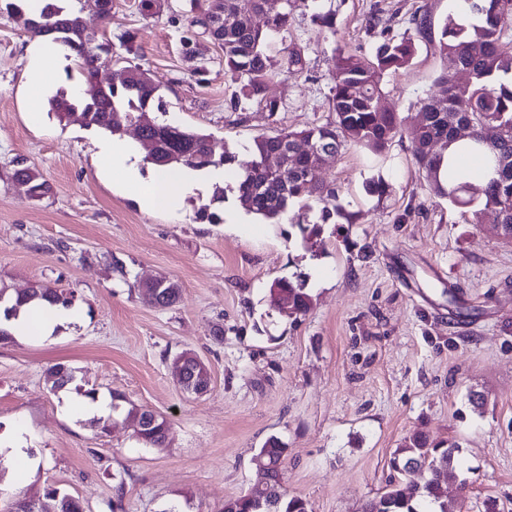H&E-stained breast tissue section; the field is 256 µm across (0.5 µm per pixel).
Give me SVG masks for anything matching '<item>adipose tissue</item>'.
<instances>
[{
    "label": "adipose tissue",
    "instance_id": "1",
    "mask_svg": "<svg viewBox=\"0 0 512 512\" xmlns=\"http://www.w3.org/2000/svg\"><path fill=\"white\" fill-rule=\"evenodd\" d=\"M30 64L26 71L29 91L48 92V78L56 68L65 65V50L49 39L35 40L28 48ZM96 153L108 169L120 172L126 181L141 185L139 204L146 209H164L178 212L186 196L195 194L205 186L223 184L224 170L212 167L202 171L175 170L153 167L149 178H142L140 164L142 153L130 140L111 135L102 136L96 143ZM81 312L76 307H63L40 303L22 307L5 327L15 336H48L58 325L79 320Z\"/></svg>",
    "mask_w": 512,
    "mask_h": 512
}]
</instances>
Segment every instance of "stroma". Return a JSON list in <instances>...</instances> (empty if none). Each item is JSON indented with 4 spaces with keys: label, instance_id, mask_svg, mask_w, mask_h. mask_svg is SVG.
I'll use <instances>...</instances> for the list:
<instances>
[{
    "label": "stroma",
    "instance_id": "1",
    "mask_svg": "<svg viewBox=\"0 0 512 512\" xmlns=\"http://www.w3.org/2000/svg\"><path fill=\"white\" fill-rule=\"evenodd\" d=\"M328 2L332 32L311 23V0H292L284 39L308 66L269 82L281 104L274 119L249 101L232 110L239 85L182 0L149 17L139 0H112L111 19L84 18L95 38L135 35L134 53L101 55L102 79L140 65L161 88L166 121L210 134L216 152L242 155L257 136L334 120L333 47L373 59L370 15L400 37L413 33L417 11L437 25L456 12L452 0ZM185 36L194 58L183 52ZM30 42L0 16V288L67 289L82 316L45 337L0 343V437L24 427L38 460L21 484L1 469V485L18 498L52 485L79 497L85 512H222L253 483L256 454L275 437L287 449V494L311 512H361L384 490L392 452L420 431L463 447L468 488L449 482V504L485 512L492 501L512 512V242L430 193L409 135L380 156L350 145L325 160L320 176L355 221L337 219L311 239L233 199L218 206L221 223H209L200 217L207 192L187 196L175 214L146 211L137 186L98 167V130L59 121L47 99L24 92ZM441 68L423 39L412 65L386 78L406 127L421 99L441 94ZM20 165L39 170L50 193L30 198L12 179ZM376 176L390 184L388 197L367 192ZM163 277L181 294L159 309L139 285ZM297 278L313 301L292 319L272 306L269 289ZM185 350L211 373L205 395L183 391L170 374ZM59 363L74 380L54 391L47 370ZM90 389L122 391L164 416L165 447L80 411Z\"/></svg>",
    "mask_w": 512,
    "mask_h": 512
}]
</instances>
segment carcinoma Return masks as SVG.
<instances>
[{
	"instance_id": "carcinoma-1",
	"label": "carcinoma",
	"mask_w": 512,
	"mask_h": 512,
	"mask_svg": "<svg viewBox=\"0 0 512 512\" xmlns=\"http://www.w3.org/2000/svg\"><path fill=\"white\" fill-rule=\"evenodd\" d=\"M64 0H49L39 16L27 15L12 0H3L0 14L23 21L32 36L54 34L53 40L75 53L76 70L83 92L76 98L62 90L51 98L53 111L61 121H77L113 135L138 124L150 112H167L158 86L137 64L123 66L104 82L96 66L97 54L88 48L92 42L85 34L84 7L63 5ZM193 23L202 27L224 52V69L241 82L244 99L262 106L269 116L280 111L279 103L266 94L268 82L275 76L306 68L304 52L294 44L279 49L282 58L270 54L272 40L287 32L291 22L290 0H282L280 10L268 11V0H186ZM310 21L336 36L335 13L325 9L322 0ZM479 21L467 23L450 16L432 42L435 54L443 61L437 83L448 88V95L420 101L424 122L411 132L413 156L424 174L429 190L455 205L473 207L474 223L488 224L496 234L512 240V0H465ZM265 16L263 25L253 22ZM375 15L366 20L365 29L376 35L380 44L375 59L366 60L342 46L334 48L335 67L331 74L329 105L335 119L301 130L281 129L273 136H258L243 158L233 153H216L211 135L164 122L141 127L139 144L144 160L166 166L177 164L202 170L235 165L239 172L233 191L247 212L272 224L298 208L291 223L307 236L317 235L322 225L335 216L352 223V215L336 205V190L319 176L320 155L331 149L334 154L354 145L381 154L402 135L404 119L387 103L385 77L409 67L418 51L415 36L396 37L379 28ZM464 71L469 80L461 84L456 73ZM468 139L463 152L484 156L491 177L478 193L464 178L442 182L439 172L445 162L444 151L460 139ZM282 159L283 170L274 172L266 164L271 155ZM13 179L26 186L31 198L40 199L50 186L37 170L18 168ZM320 204L315 219L308 212V200ZM280 313L298 318L306 314L312 297L304 281L278 280ZM180 296L178 284L171 282L158 289L154 307L172 306ZM47 300L70 307L73 299L65 291L35 284L13 296L22 307ZM183 370V390L210 386L207 367L196 368L175 356L169 369ZM51 388H62L72 381V372L62 364L47 370ZM123 418L140 425L139 437L147 444L163 448L169 436L168 421L134 404L123 407ZM287 448L269 438L257 454L259 472L255 482L241 496L224 502V512H308L301 497H285L281 473ZM461 446L456 442H432L421 433L406 437L388 462L389 469L402 473L410 463L423 464L428 478L422 484H402L393 479L384 491L366 502L362 512H449L443 485L458 478ZM47 512H83L80 500L48 487L42 494Z\"/></svg>"
}]
</instances>
